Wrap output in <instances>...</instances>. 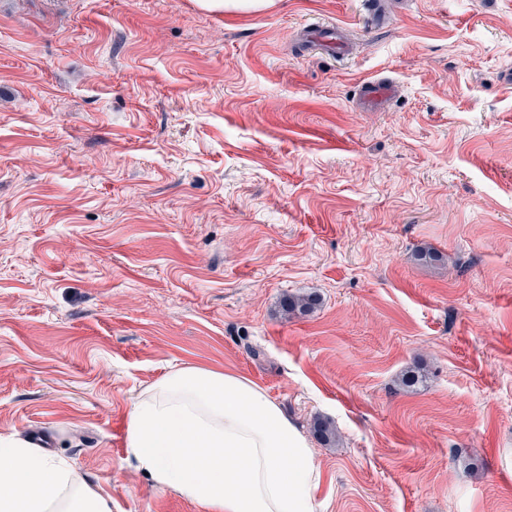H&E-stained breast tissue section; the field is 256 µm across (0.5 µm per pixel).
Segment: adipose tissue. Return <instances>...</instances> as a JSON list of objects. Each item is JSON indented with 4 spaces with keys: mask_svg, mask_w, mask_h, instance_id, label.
Segmentation results:
<instances>
[{
    "mask_svg": "<svg viewBox=\"0 0 512 512\" xmlns=\"http://www.w3.org/2000/svg\"><path fill=\"white\" fill-rule=\"evenodd\" d=\"M126 448L156 486L206 512H317L322 471L303 433L256 383L188 365L142 389ZM0 512H112L64 458L0 443Z\"/></svg>",
    "mask_w": 512,
    "mask_h": 512,
    "instance_id": "1",
    "label": "adipose tissue"
}]
</instances>
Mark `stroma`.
<instances>
[{"label":"stroma","mask_w":512,"mask_h":512,"mask_svg":"<svg viewBox=\"0 0 512 512\" xmlns=\"http://www.w3.org/2000/svg\"><path fill=\"white\" fill-rule=\"evenodd\" d=\"M365 2L0 0V439L201 512L124 431L214 367L308 435L319 512H512V0ZM319 20L346 59L300 51ZM276 0H194L202 11L221 13L224 11H260L274 5ZM394 93V86L383 79L366 80L359 86V101L363 105L388 102Z\"/></svg>","instance_id":"35a3bbf8"}]
</instances>
